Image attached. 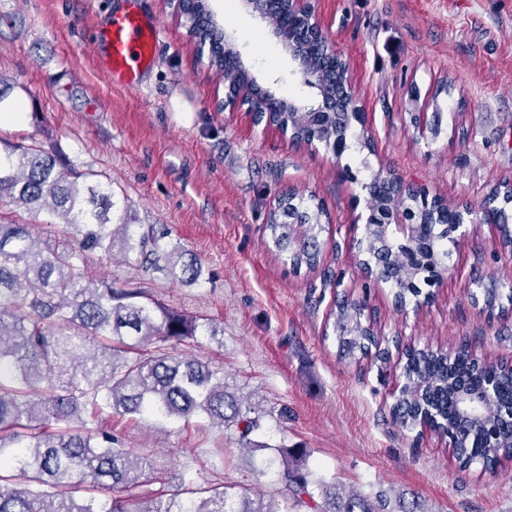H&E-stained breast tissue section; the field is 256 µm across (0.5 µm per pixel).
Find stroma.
<instances>
[{
  "mask_svg": "<svg viewBox=\"0 0 512 512\" xmlns=\"http://www.w3.org/2000/svg\"><path fill=\"white\" fill-rule=\"evenodd\" d=\"M118 0H0V76L21 121L0 125V149L37 142L79 170L110 177L133 223L165 225L170 244L203 272L184 284L136 263L91 260L94 279L132 280L158 302L209 319L218 336L187 351L224 371L230 392L265 412L259 441L305 450L314 478L340 492L420 497L429 512H512V462L497 473L460 468L447 438L405 430L390 409L403 384L406 347L512 364V311L491 319L484 290L512 289V248L481 208L512 183V0H317L331 42L350 64L372 148L334 157L323 144H292L251 113L217 111L215 77L195 57L169 0H139L160 25L155 66L142 88L111 85L92 57L93 20ZM261 88L313 102L281 44L241 0H212ZM270 62H258L254 46ZM427 115V128L412 116ZM382 170L450 206L473 211L450 247L452 273L422 306L395 307L390 285L356 260L364 237L361 185ZM315 195L330 223L324 260L292 271L265 244L269 202ZM367 304L380 351L341 357L332 310ZM150 467L145 491L224 486L261 497L274 512H312L293 502L275 471L245 454L232 431L204 417L107 418Z\"/></svg>",
  "mask_w": 512,
  "mask_h": 512,
  "instance_id": "stroma-1",
  "label": "stroma"
}]
</instances>
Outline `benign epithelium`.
<instances>
[{"mask_svg":"<svg viewBox=\"0 0 512 512\" xmlns=\"http://www.w3.org/2000/svg\"><path fill=\"white\" fill-rule=\"evenodd\" d=\"M172 2L176 15L187 29L199 24L201 38L191 41L196 58L209 60L217 50L233 63V70L224 82L225 95H215L217 109L245 106L247 111L266 118V126L290 140L304 145L319 141L336 157L348 147V131L357 125L365 135V144H371L372 135L365 114L356 105L358 89L349 62L329 41L316 9V0H243L252 16L269 25L271 34L295 63L304 85L315 91L316 102L308 105L259 88L243 66L231 34L216 28L212 11L206 12V20H195L183 8V0ZM377 177L384 189L381 199L368 191V184L362 185L366 190L367 236L390 224L405 242L418 237L426 225L434 224L443 229L450 225L455 233L465 223V215L470 213L468 209L453 208L439 198L418 195L398 178L381 173ZM492 392V387L485 386L477 398L467 393L465 386H460L457 411L470 414Z\"/></svg>","mask_w":512,"mask_h":512,"instance_id":"1","label":"benign epithelium"}]
</instances>
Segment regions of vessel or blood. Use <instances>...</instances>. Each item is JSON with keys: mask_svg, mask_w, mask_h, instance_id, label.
<instances>
[{"mask_svg": "<svg viewBox=\"0 0 512 512\" xmlns=\"http://www.w3.org/2000/svg\"><path fill=\"white\" fill-rule=\"evenodd\" d=\"M159 37L158 23L141 13L135 0H126L96 31V45L105 48L98 65L111 83L139 87L154 67Z\"/></svg>", "mask_w": 512, "mask_h": 512, "instance_id": "obj_1", "label": "vessel or blood"}]
</instances>
